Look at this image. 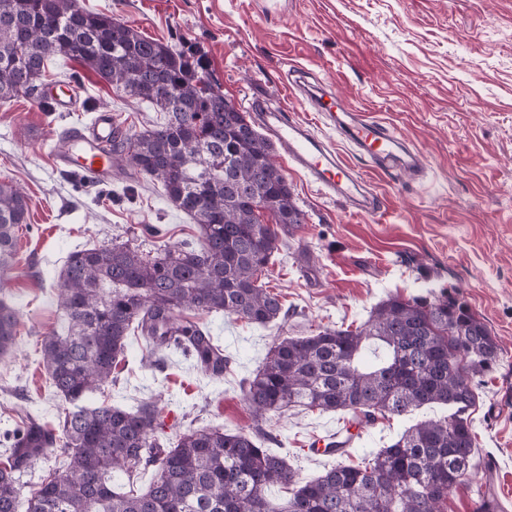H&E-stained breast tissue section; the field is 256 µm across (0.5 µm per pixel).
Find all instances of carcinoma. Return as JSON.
Returning <instances> with one entry per match:
<instances>
[{
	"instance_id": "obj_1",
	"label": "carcinoma",
	"mask_w": 512,
	"mask_h": 512,
	"mask_svg": "<svg viewBox=\"0 0 512 512\" xmlns=\"http://www.w3.org/2000/svg\"><path fill=\"white\" fill-rule=\"evenodd\" d=\"M57 57L94 72L145 101L165 121L140 134L118 132L109 147L131 171L160 183L200 228L196 247L145 254L127 243L72 252L57 300L65 330L42 341L51 387L70 408L57 426L21 416L0 464V512H20V478L60 452L54 471L27 499L25 512H440L474 467L467 415L474 378L493 368L499 346L467 304L441 293L390 297L355 329L322 327L277 339L242 382L255 418L292 407L347 411L370 423L424 406L448 414L421 420L363 466L338 464L310 479L262 447L258 436L216 425L171 442L153 402L127 410L87 403L116 383L126 339L136 328L150 355L176 350L214 379L228 360L203 325L180 311L222 313L268 326L286 318L280 296L259 282L278 251V229L304 215L272 144L236 105L213 95L203 55L149 38L75 0H0V103L24 95L45 112L52 96L38 84ZM29 219L22 192L0 183V272L13 266L17 232ZM16 307L0 293V358L15 345ZM154 470L143 492L111 487ZM288 486L272 504L265 490Z\"/></svg>"
}]
</instances>
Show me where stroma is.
Masks as SVG:
<instances>
[{
    "label": "stroma",
    "instance_id": "stroma-1",
    "mask_svg": "<svg viewBox=\"0 0 512 512\" xmlns=\"http://www.w3.org/2000/svg\"><path fill=\"white\" fill-rule=\"evenodd\" d=\"M112 13L161 42L206 55L226 98L255 120L257 103L312 122L332 140L386 210L354 213L304 177H286L305 221L282 234L264 277L287 309L285 321L260 327L221 314L190 313L224 349L223 379L206 376L180 353L142 364L146 346L128 336L127 367L96 395L126 409L156 401L169 438L212 425L252 432L254 415L240 388L280 337L318 328L357 327L391 296L448 294L464 301L499 344L496 369L475 380L470 410L476 467L454 488L442 512H477L496 495L512 512V0H77ZM310 84L334 89L353 109L393 128L419 150L428 169L375 172L342 142L333 120L289 91L290 69ZM48 81L74 85L68 112H45L28 98L0 104V182L20 188L27 226L4 277L20 312L14 352L0 359V434L21 412L57 424L66 404L53 394L39 363L46 336L62 332L58 275L70 253L111 242L143 252L194 246L200 230L166 198L160 183L114 170L92 183L54 165L59 134L88 126L108 109L130 134L162 116L150 105L111 89L87 69L50 62ZM424 407L413 417L353 423L346 412L288 409L267 415V448L285 455L301 477L358 462L391 444L414 420L446 415ZM354 435L345 454L319 457L314 439L342 427Z\"/></svg>",
    "mask_w": 512,
    "mask_h": 512
}]
</instances>
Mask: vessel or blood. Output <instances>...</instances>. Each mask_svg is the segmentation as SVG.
I'll use <instances>...</instances> for the list:
<instances>
[{"mask_svg": "<svg viewBox=\"0 0 512 512\" xmlns=\"http://www.w3.org/2000/svg\"><path fill=\"white\" fill-rule=\"evenodd\" d=\"M314 109L318 112L345 113V120L336 124V130L343 140L366 152L374 160L393 157L399 142L390 128L352 113L341 97L330 92L322 93ZM262 118L263 129L271 141L278 144L288 160L318 184L321 190L355 200L357 208L364 212L376 214L381 211L379 198L367 201L357 199L356 192L363 185V178L339 156L333 146L316 136L306 121L270 111L263 112ZM114 130L111 112H100L94 125L74 132L68 138L65 149L55 158L56 165L65 168L73 164L91 178L101 182L108 180L112 175V161L106 155V148L112 141Z\"/></svg>", "mask_w": 512, "mask_h": 512, "instance_id": "vessel-or-blood-1", "label": "vessel or blood"}]
</instances>
